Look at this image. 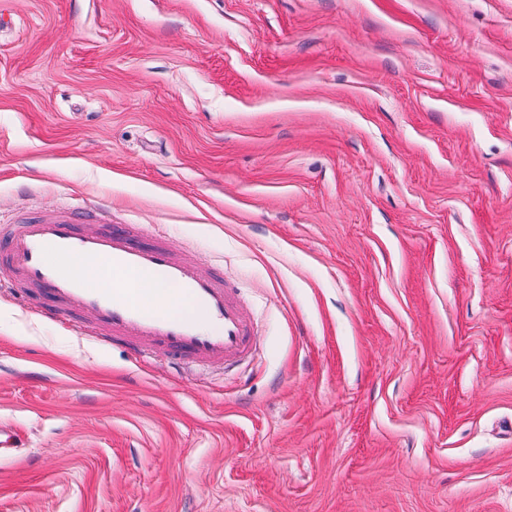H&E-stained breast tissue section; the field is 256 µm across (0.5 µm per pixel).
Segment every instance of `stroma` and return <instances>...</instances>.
I'll use <instances>...</instances> for the list:
<instances>
[{"mask_svg":"<svg viewBox=\"0 0 512 512\" xmlns=\"http://www.w3.org/2000/svg\"><path fill=\"white\" fill-rule=\"evenodd\" d=\"M134 224L250 355L0 282V512H512V0H0V226ZM25 446L24 433L9 426H0V456L10 455Z\"/></svg>","mask_w":512,"mask_h":512,"instance_id":"1","label":"stroma"}]
</instances>
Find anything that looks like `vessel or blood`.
<instances>
[{"instance_id": "vessel-or-blood-1", "label": "vessel or blood", "mask_w": 512, "mask_h": 512, "mask_svg": "<svg viewBox=\"0 0 512 512\" xmlns=\"http://www.w3.org/2000/svg\"><path fill=\"white\" fill-rule=\"evenodd\" d=\"M7 251V274L39 290L43 315H53L60 304L84 310L103 336L130 351L149 344L176 360L232 361L250 350L249 327L223 277L180 259L162 242L138 240L122 228L82 234L57 219L15 225L7 234ZM60 256L95 260L103 285L90 287L84 276L64 271L56 262ZM144 272L175 285L178 297L204 311L206 323L147 311L132 282Z\"/></svg>"}]
</instances>
